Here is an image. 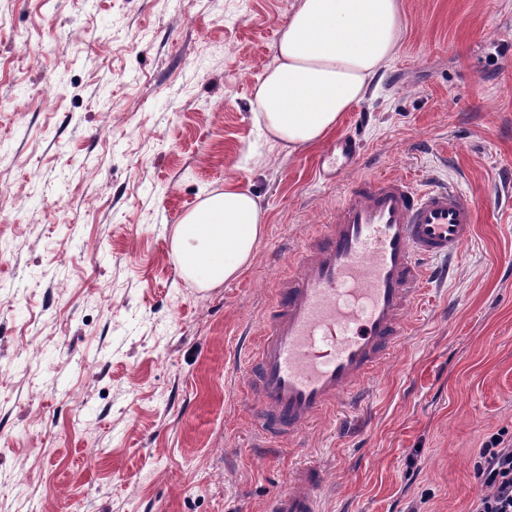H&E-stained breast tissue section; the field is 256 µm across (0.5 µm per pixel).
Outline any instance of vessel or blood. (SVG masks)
<instances>
[{
    "mask_svg": "<svg viewBox=\"0 0 512 512\" xmlns=\"http://www.w3.org/2000/svg\"><path fill=\"white\" fill-rule=\"evenodd\" d=\"M478 204L461 189L408 179H354L276 281V298L248 356L243 395L261 446L301 445L308 425L354 402L409 336L425 284L447 277L435 259L458 254ZM317 470L297 473L270 512H317Z\"/></svg>",
    "mask_w": 512,
    "mask_h": 512,
    "instance_id": "vessel-or-blood-1",
    "label": "vessel or blood"
}]
</instances>
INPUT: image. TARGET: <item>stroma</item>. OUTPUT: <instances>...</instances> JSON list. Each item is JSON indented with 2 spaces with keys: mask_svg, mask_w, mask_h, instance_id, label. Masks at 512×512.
Returning <instances> with one entry per match:
<instances>
[{
  "mask_svg": "<svg viewBox=\"0 0 512 512\" xmlns=\"http://www.w3.org/2000/svg\"><path fill=\"white\" fill-rule=\"evenodd\" d=\"M400 2L337 177L327 144L285 156L253 119L296 0H0V512H268L305 464L319 512H467L478 449L512 433V0ZM358 174L455 184L476 233L358 414L269 455L244 340ZM228 180L268 222L202 290L173 229Z\"/></svg>",
  "mask_w": 512,
  "mask_h": 512,
  "instance_id": "stroma-1",
  "label": "stroma"
}]
</instances>
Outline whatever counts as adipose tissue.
Returning <instances> with one entry per match:
<instances>
[{
    "instance_id": "obj_1",
    "label": "adipose tissue",
    "mask_w": 512,
    "mask_h": 512,
    "mask_svg": "<svg viewBox=\"0 0 512 512\" xmlns=\"http://www.w3.org/2000/svg\"><path fill=\"white\" fill-rule=\"evenodd\" d=\"M403 29L400 0H296L278 31L276 61L255 88L254 121L266 139L289 156L332 134L393 60ZM266 222L258 194L225 182L175 228L182 276L202 289L235 279Z\"/></svg>"
}]
</instances>
